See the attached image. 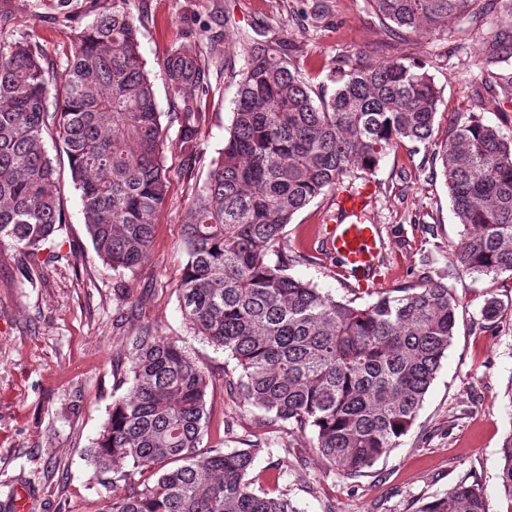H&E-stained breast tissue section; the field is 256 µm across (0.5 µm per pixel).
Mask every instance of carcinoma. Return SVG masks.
<instances>
[{"instance_id":"carcinoma-1","label":"carcinoma","mask_w":512,"mask_h":512,"mask_svg":"<svg viewBox=\"0 0 512 512\" xmlns=\"http://www.w3.org/2000/svg\"><path fill=\"white\" fill-rule=\"evenodd\" d=\"M127 2L113 0L77 35L59 85L37 46L0 43V241L36 260L62 228L59 172L43 143L51 131L81 193L93 248L118 278L150 257L171 183ZM368 2L403 37L467 11L475 23L483 15L478 0ZM290 58L285 41L250 47L224 149L185 208L176 292L187 327L236 361L230 392L290 436L311 431L325 466L355 479L413 425L455 335L457 300L446 271L364 306L338 300L288 273L284 230L349 173L374 170L406 141L431 144L440 91L423 65L396 57L349 65L334 93L317 98ZM481 64L487 88L512 100V29L491 37ZM164 70L183 102L179 149L190 160L206 69L175 51ZM437 156L463 226L456 267L512 280V135L471 112ZM481 315L494 324L504 311L490 298ZM124 355L128 387L88 459L96 475L129 489L102 512H299L290 499L252 487L262 442L199 451L210 379L195 358L149 324L129 337ZM499 454L498 479L512 500V431ZM137 474L156 480L140 489ZM419 512L488 505L478 481L462 480Z\"/></svg>"}]
</instances>
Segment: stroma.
I'll use <instances>...</instances> for the list:
<instances>
[{
    "mask_svg": "<svg viewBox=\"0 0 512 512\" xmlns=\"http://www.w3.org/2000/svg\"><path fill=\"white\" fill-rule=\"evenodd\" d=\"M112 0H0V42L36 43L46 67L62 74L77 33ZM140 53L153 82L165 154L171 169L167 203L155 228L149 259L116 282L95 252L80 192L56 134L45 148L60 172L65 224L49 244L54 259L35 266V283L20 279L23 261L11 241L0 242V512H101L108 494L87 460L88 449L115 397L125 392L123 345L138 326L153 324L208 371L211 424L204 448L230 452L240 440L264 441L250 472L257 487L286 495L300 512H418L432 496L464 476L477 477L489 512H507L497 474L499 449L512 431V279L469 274L452 266L458 223L436 158L463 114L512 134V102L487 90L478 61L489 37L512 21V0L485 6L481 24L461 18L419 37L393 36L367 0H129ZM284 41L313 90L330 95L348 61L373 65L394 56L421 63L441 93L433 144L405 143L369 173L345 176L314 199L285 229L292 276L312 281L336 299L356 282L345 276L323 243L347 187L357 188L388 244L379 291L449 271L458 301L457 328L447 356L415 423L400 444L347 480L328 472L312 435L288 438L262 420L259 409L231 398L225 372L236 363L190 333L175 284L185 256L179 248L184 208L224 147L232 101L253 40ZM208 70L199 108L206 119L196 135L198 157L180 153V97L162 63L174 49ZM132 301L117 305L116 286ZM497 298L505 312L486 327L481 310Z\"/></svg>",
    "mask_w": 512,
    "mask_h": 512,
    "instance_id": "35a3bbf8",
    "label": "stroma"
}]
</instances>
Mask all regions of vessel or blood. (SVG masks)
I'll return each instance as SVG.
<instances>
[{
  "label": "vessel or blood",
  "mask_w": 512,
  "mask_h": 512,
  "mask_svg": "<svg viewBox=\"0 0 512 512\" xmlns=\"http://www.w3.org/2000/svg\"><path fill=\"white\" fill-rule=\"evenodd\" d=\"M327 240L344 270L358 286H374L384 261L387 244L378 225L369 219L362 201L342 199Z\"/></svg>",
  "instance_id": "1"
}]
</instances>
